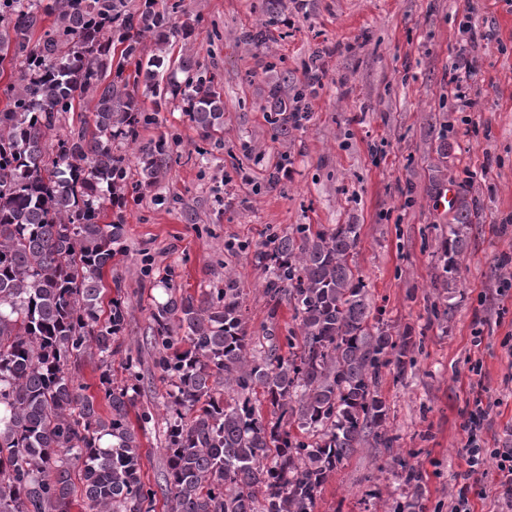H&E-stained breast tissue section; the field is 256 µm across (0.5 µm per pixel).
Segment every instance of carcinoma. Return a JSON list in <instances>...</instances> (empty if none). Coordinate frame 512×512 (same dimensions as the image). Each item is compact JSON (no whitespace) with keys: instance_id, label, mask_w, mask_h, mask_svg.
Here are the masks:
<instances>
[{"instance_id":"obj_1","label":"carcinoma","mask_w":512,"mask_h":512,"mask_svg":"<svg viewBox=\"0 0 512 512\" xmlns=\"http://www.w3.org/2000/svg\"><path fill=\"white\" fill-rule=\"evenodd\" d=\"M183 0H0V68L10 65L0 109V512H70L80 473L84 512H316L328 476L359 448H393L383 370L403 378L415 365L411 331L395 338L377 317L353 257L359 225L273 234L259 253L264 295L275 315L293 310L287 353L268 333L249 332L241 289L182 293L150 310L146 344L167 384L162 430L164 484L143 482L139 431L155 418L137 408L140 365L129 379L102 373L96 393L72 366L108 367L129 312L119 297L103 307V272L122 249L124 190L157 184L171 145L161 136L134 157L139 128L156 123L166 95L181 97L199 136L224 127L214 77L191 59H144L142 37L158 50L189 37L177 25ZM53 25L39 38V22ZM134 66L155 98L147 111L112 80ZM168 66L186 74L161 77ZM96 98L92 122L59 134L77 99ZM110 222H103L107 213ZM470 203L462 196L441 230L443 283L464 252ZM272 409L269 420L263 406ZM136 421H131V412ZM409 499L393 512H422L418 468L400 454Z\"/></svg>"}]
</instances>
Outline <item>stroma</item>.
Wrapping results in <instances>:
<instances>
[{"label": "stroma", "instance_id": "1", "mask_svg": "<svg viewBox=\"0 0 512 512\" xmlns=\"http://www.w3.org/2000/svg\"><path fill=\"white\" fill-rule=\"evenodd\" d=\"M184 0L188 42L172 57L192 58L215 76L224 103L221 141L202 144L181 98L139 130L127 154L159 137L171 144L159 183L127 199L123 251L105 272L120 282L127 328L106 372L127 377L140 357L141 395L156 424L142 436L144 482L161 483L165 461L157 428L165 386L146 344L148 309L167 291L196 292L233 279L250 332L285 336L292 310L269 315L258 254L270 234L297 225L356 224L353 262L368 298L392 335L422 331L405 379L383 373L396 452L423 474L424 512H448L467 491L475 512H496L495 459L466 471L469 413L475 398L491 410L488 447H512V0H480L485 35L471 84L475 112L451 109L448 70L464 0ZM269 37L247 40L268 16ZM318 60L323 79L307 96L302 128L277 133L271 94L295 99ZM465 187L474 201L460 272L442 284L437 236L452 218L433 196ZM444 321L430 320L434 308ZM482 336L474 345V336ZM482 361V375L471 365ZM401 492L391 453L358 449L325 483L316 512H387Z\"/></svg>", "mask_w": 512, "mask_h": 512}]
</instances>
